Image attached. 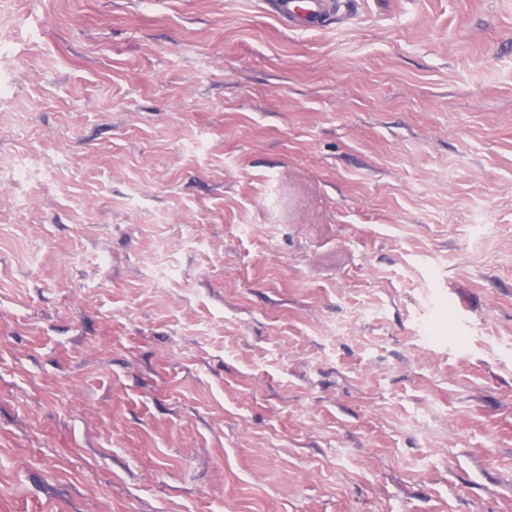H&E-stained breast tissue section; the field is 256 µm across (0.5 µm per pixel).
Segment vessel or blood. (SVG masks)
<instances>
[{"mask_svg": "<svg viewBox=\"0 0 512 512\" xmlns=\"http://www.w3.org/2000/svg\"><path fill=\"white\" fill-rule=\"evenodd\" d=\"M262 8L285 28L321 31L346 21V0H260Z\"/></svg>", "mask_w": 512, "mask_h": 512, "instance_id": "vessel-or-blood-1", "label": "vessel or blood"}]
</instances>
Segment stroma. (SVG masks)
<instances>
[{"mask_svg":"<svg viewBox=\"0 0 512 512\" xmlns=\"http://www.w3.org/2000/svg\"><path fill=\"white\" fill-rule=\"evenodd\" d=\"M0 15V512H512V0ZM261 7L289 30L321 31L347 20L345 0H261Z\"/></svg>","mask_w":512,"mask_h":512,"instance_id":"35a3bbf8","label":"stroma"}]
</instances>
